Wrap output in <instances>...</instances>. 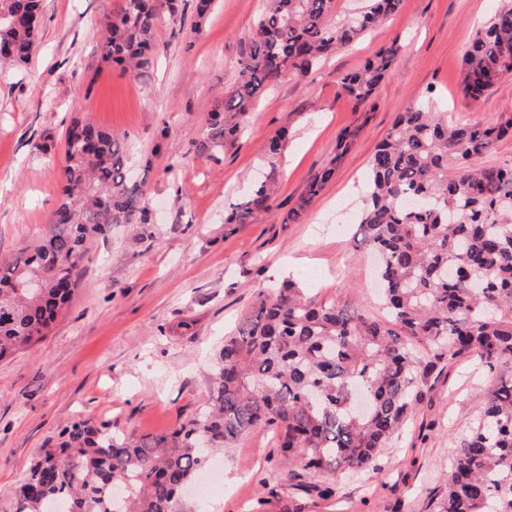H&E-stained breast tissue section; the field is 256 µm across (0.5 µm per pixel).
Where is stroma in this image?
Masks as SVG:
<instances>
[{
	"mask_svg": "<svg viewBox=\"0 0 512 512\" xmlns=\"http://www.w3.org/2000/svg\"><path fill=\"white\" fill-rule=\"evenodd\" d=\"M41 5L35 55L0 70V254L40 235L56 208L64 134L77 117L126 136L155 234L143 241L121 224L91 240L70 303L38 341L0 361V512H13L15 486L39 448L73 419L158 434L196 414L213 351L271 286L292 281L309 301L380 316L370 255L355 226L336 224L341 208L360 206L375 146L397 113L428 98L453 121L490 123L512 111V76L477 102L460 88L463 54L498 0H402L307 77L285 74L253 107L244 136L214 159L193 143L238 79L261 0H218L201 19L187 0L181 23L158 27L157 54L138 77L101 59L103 22L118 0ZM390 45L398 48L391 73L357 105L340 77ZM283 127L290 138L273 208L225 224V211L266 168L268 137ZM346 130L358 136L340 157ZM332 160L336 173L301 223H283ZM421 360L431 372L375 465L311 475L284 466L273 433L258 429L214 458L222 488L192 491L183 512H434L495 378L469 356ZM328 485L335 498L320 496Z\"/></svg>",
	"mask_w": 512,
	"mask_h": 512,
	"instance_id": "35a3bbf8",
	"label": "stroma"
}]
</instances>
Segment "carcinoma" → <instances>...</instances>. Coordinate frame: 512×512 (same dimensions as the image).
<instances>
[{
    "label": "carcinoma",
    "instance_id": "cac0c4a2",
    "mask_svg": "<svg viewBox=\"0 0 512 512\" xmlns=\"http://www.w3.org/2000/svg\"><path fill=\"white\" fill-rule=\"evenodd\" d=\"M333 0H266L238 80L210 115L200 155L243 132L253 103L286 73L305 77L322 58L394 15L402 0H360L345 15ZM476 32L464 55L462 93L478 100L512 75V0ZM178 0H120L103 23L104 60L145 72L163 18ZM40 0H0V64L20 67L37 46ZM397 48L380 49L340 79L368 102L391 72ZM512 136V111L492 124L450 122L423 100L396 118L372 154L357 214L362 242L377 257L386 318L305 301L293 283L259 300L212 355L205 407L162 434H124L75 420L43 443L21 479L15 512H180L181 494L212 452L259 428L273 431L285 463L311 474L374 464L417 398L419 354L474 357L501 374L480 402L474 425L437 512H512V163L474 169L471 155ZM288 131L268 141L276 166ZM62 198L37 243L0 258V359L29 346L80 287L86 244L113 224L154 227L145 190L132 183L126 138L74 121L66 130ZM315 174L283 219L297 224L331 180ZM273 176L256 182L224 215L248 224L271 208ZM38 276L42 288L26 287ZM368 412H352L361 393Z\"/></svg>",
    "mask_w": 512,
    "mask_h": 512
}]
</instances>
